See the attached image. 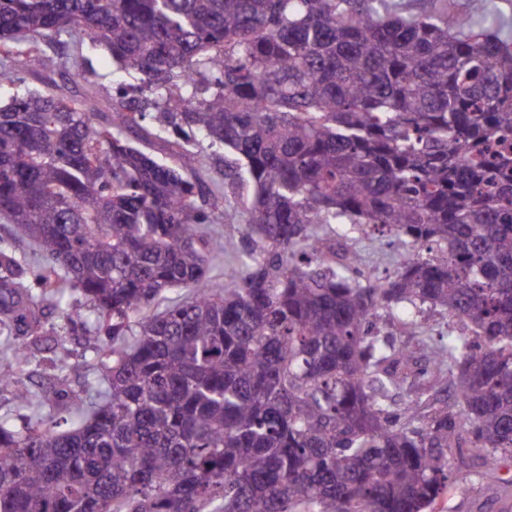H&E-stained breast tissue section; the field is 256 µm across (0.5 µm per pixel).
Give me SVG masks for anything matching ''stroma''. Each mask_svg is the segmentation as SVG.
Here are the masks:
<instances>
[{
	"mask_svg": "<svg viewBox=\"0 0 512 512\" xmlns=\"http://www.w3.org/2000/svg\"><path fill=\"white\" fill-rule=\"evenodd\" d=\"M42 48L47 55L66 60L67 65L24 72L23 78L30 89L90 98L99 122L111 120L112 100H140L137 80L119 70L108 52L94 46L85 33L44 41ZM73 60L84 71V79L73 78L69 68ZM127 136L134 145L169 163L181 148L196 152L198 163L192 177L208 190L207 195L198 197L197 204L213 219L208 232L216 245L211 257L210 285L221 288L237 281L241 266L233 259V252H225L224 247L234 245V252L240 253L247 248L244 205L250 191L231 175L233 155L209 147L199 134L175 133L167 127L160 109L153 106L148 107L142 125L128 130ZM215 192L224 197L223 209L211 206V195ZM347 243L362 258L352 273L361 282L393 274L407 259L406 253L391 245L388 237L365 226L349 227ZM0 252L18 261L19 278L32 294H40L38 276L47 263L46 257L36 246L22 240L15 225L1 219ZM65 307L73 312V319L63 318L61 310ZM38 314V327L31 329L21 322L11 333H0V376L8 380L6 386L0 387V418H9L19 426L34 415L50 423L62 422V405L67 397L76 393L84 400L94 399L104 377L91 354L92 346L103 344L104 339L97 333L92 307L78 286L68 284L62 300L44 299L38 305ZM36 336L42 338L43 350L31 352L28 364L17 365L12 358V347L29 344ZM49 350L66 357L70 364L68 371H58L46 360L45 353ZM510 480L512 457L505 455L498 462L495 476H473L467 494L447 493L437 500L432 512H502L503 487Z\"/></svg>",
	"mask_w": 512,
	"mask_h": 512,
	"instance_id": "35a3bbf8",
	"label": "stroma"
}]
</instances>
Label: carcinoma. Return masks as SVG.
I'll list each match as a JSON object with an SVG mask.
<instances>
[{"mask_svg": "<svg viewBox=\"0 0 512 512\" xmlns=\"http://www.w3.org/2000/svg\"><path fill=\"white\" fill-rule=\"evenodd\" d=\"M469 2L0 0V216L48 258L43 290L75 283L112 334L74 428L0 418V512H428L469 491L448 450L487 472L512 454V156L484 159L512 134V40ZM77 29L235 156L253 248L222 293L183 175L196 153L170 166L122 137L146 117L132 104L100 124L18 76ZM333 224L387 228L410 258L357 282ZM37 305L0 276L1 324ZM425 306L470 325L430 352L455 413L366 329L387 314L413 333Z\"/></svg>", "mask_w": 512, "mask_h": 512, "instance_id": "cac0c4a2", "label": "carcinoma"}]
</instances>
